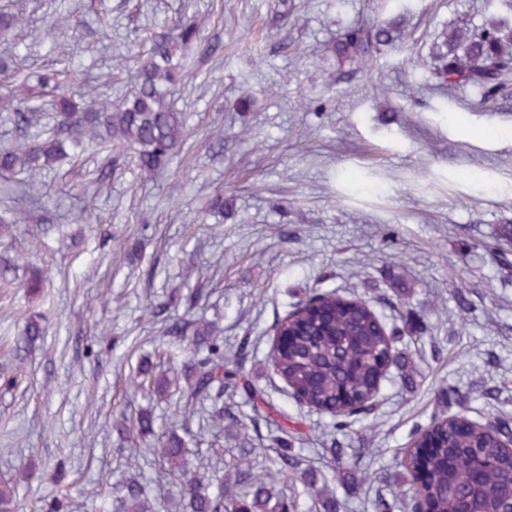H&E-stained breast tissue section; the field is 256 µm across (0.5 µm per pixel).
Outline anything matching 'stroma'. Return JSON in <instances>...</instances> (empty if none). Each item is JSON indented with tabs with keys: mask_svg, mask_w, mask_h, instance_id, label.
I'll return each mask as SVG.
<instances>
[{
	"mask_svg": "<svg viewBox=\"0 0 512 512\" xmlns=\"http://www.w3.org/2000/svg\"><path fill=\"white\" fill-rule=\"evenodd\" d=\"M22 15L17 51L26 65L69 58L89 86L112 100L130 87L114 74L118 55L138 49L144 32L187 18L220 43L219 55L186 62L173 97L188 140L152 178L134 148L106 158L88 147L38 182L40 208L26 211L0 258L48 262L42 296L12 289L0 299V485L16 487L20 512L56 490L51 475L67 460L73 512H92L103 480L142 471L160 492L157 512H176V484L157 463L120 461L110 419L151 412L157 430L180 424L173 404L137 387L140 369L163 359V319L212 323L226 362L243 363L255 386L301 421L296 446L312 467L298 484L308 512L316 495L346 512L371 502L395 473L413 424L436 412L480 422L512 413V94L498 108L480 95L438 89L431 46L443 28L482 22L501 0H292L288 17L273 0H15ZM71 16L59 26L58 15ZM112 19L102 33L100 15ZM401 19L403 42L367 70L344 73L323 47L357 22ZM252 98L238 112L235 99ZM323 99V112L308 110ZM107 169L99 187L91 173ZM224 212L203 210L215 191ZM393 239H386V231ZM204 296L186 310L179 295ZM336 292L364 301L387 324L410 312L425 328L410 345L412 384L397 371L383 381L375 411L344 438L365 451L370 474L343 486L328 449L331 418L300 405L267 362L274 326L293 304ZM165 304L156 317L151 304ZM50 319L48 336L23 354L11 341L23 319ZM497 399L470 395L475 381ZM224 448L268 445L270 422L242 399Z\"/></svg>",
	"mask_w": 512,
	"mask_h": 512,
	"instance_id": "35a3bbf8",
	"label": "stroma"
}]
</instances>
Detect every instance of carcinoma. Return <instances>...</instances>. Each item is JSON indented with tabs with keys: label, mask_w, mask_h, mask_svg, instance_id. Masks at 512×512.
<instances>
[{
	"label": "carcinoma",
	"mask_w": 512,
	"mask_h": 512,
	"mask_svg": "<svg viewBox=\"0 0 512 512\" xmlns=\"http://www.w3.org/2000/svg\"><path fill=\"white\" fill-rule=\"evenodd\" d=\"M22 17L12 10L8 0H0V40L10 41L21 26ZM399 39L389 23L352 24L339 33L327 47L329 57L339 68L356 71L370 64L382 48ZM196 23L187 20L173 35L156 32L149 47L134 58L136 84L124 98L90 100L78 103L67 95L66 87L74 75L65 69L25 67L11 53L0 54V118L20 131L19 144L0 149V175L18 168L30 178L25 198L39 201L36 177L50 171L62 158L66 148L95 144L120 154L136 147V165L150 175L178 151L185 139L184 122L168 96L182 78L183 61L196 52H205ZM433 75L450 88L470 87L480 94L479 106L494 110L498 99L512 92V14L492 18L482 25L459 23L441 32L431 52ZM23 87L33 94L51 95L56 107V121L41 132L32 144H25L29 129L37 126L38 117L25 102L14 95ZM12 267L0 265V288H22L40 294L45 288L43 273L36 269L23 280L11 276ZM417 330L409 322L394 327L392 335H382L377 316L363 305L334 293H323L318 302H299L280 318L274 328L268 359L292 394L305 405L325 412L332 418V428L347 434L351 414L341 410L343 403L359 405L358 412L374 407L375 392L384 350L406 333ZM167 336H176L182 345L166 351L168 368L156 375L144 374L138 387L149 390L160 401L172 393L180 394L183 412L192 417L196 406L207 405L205 415L214 427L224 423V394L245 393L243 399L253 410H267L290 421L245 376L242 368L224 362V342L207 323H175L164 328ZM46 324L38 317L29 318L21 343L33 346L43 340ZM491 431L482 428L461 430L448 417L438 415L426 424H416L409 433L413 447L405 449L406 458L395 483L409 486L410 495L403 500L405 512H503L512 488L506 478L512 473V452L497 447L496 434L512 433V417L493 413L486 418ZM124 432L155 434L154 417L140 414L132 428L119 424ZM277 434L269 436L275 456L249 458V449L240 448L228 466L225 482L211 489V483L190 469L187 445L213 448L200 433L173 429L160 433V446L149 449L160 468L180 485L184 512H298V505L284 490L295 489L302 474L304 459L293 448L295 437L281 423ZM67 465L56 469L57 490L42 501L39 512H69L65 481ZM148 485L135 474L121 482L120 493L104 498L98 512H153ZM16 490L0 487V512H17Z\"/></svg>",
	"instance_id": "carcinoma-1"
}]
</instances>
